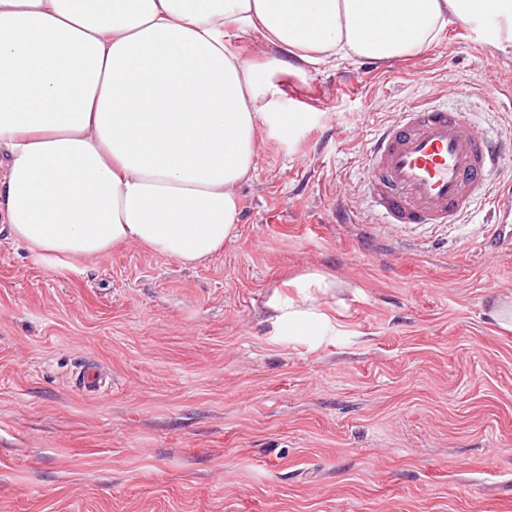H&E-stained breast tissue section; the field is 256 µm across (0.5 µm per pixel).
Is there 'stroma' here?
<instances>
[{
	"instance_id": "obj_1",
	"label": "stroma",
	"mask_w": 512,
	"mask_h": 512,
	"mask_svg": "<svg viewBox=\"0 0 512 512\" xmlns=\"http://www.w3.org/2000/svg\"><path fill=\"white\" fill-rule=\"evenodd\" d=\"M278 83L306 117L263 137L204 265L138 244L58 264L0 235V512H512V330L491 317L512 247L481 249L491 205L389 226L364 193L367 142L412 103L512 141V40L455 23ZM276 294L335 331L274 329Z\"/></svg>"
}]
</instances>
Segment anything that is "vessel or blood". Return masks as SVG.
Segmentation results:
<instances>
[{
	"label": "vessel or blood",
	"instance_id": "b4317fda",
	"mask_svg": "<svg viewBox=\"0 0 512 512\" xmlns=\"http://www.w3.org/2000/svg\"><path fill=\"white\" fill-rule=\"evenodd\" d=\"M364 187L378 224H456L496 200V173L512 155L468 113L432 101L414 104L366 146Z\"/></svg>",
	"mask_w": 512,
	"mask_h": 512
}]
</instances>
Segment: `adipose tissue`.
Listing matches in <instances>:
<instances>
[{
    "label": "adipose tissue",
    "mask_w": 512,
    "mask_h": 512,
    "mask_svg": "<svg viewBox=\"0 0 512 512\" xmlns=\"http://www.w3.org/2000/svg\"><path fill=\"white\" fill-rule=\"evenodd\" d=\"M489 12L512 38V0H0V228L48 258L137 243L204 265L237 234L259 131L298 118L277 73L400 58ZM248 31L264 59L234 46ZM269 308L276 328H333Z\"/></svg>",
    "instance_id": "1"
}]
</instances>
